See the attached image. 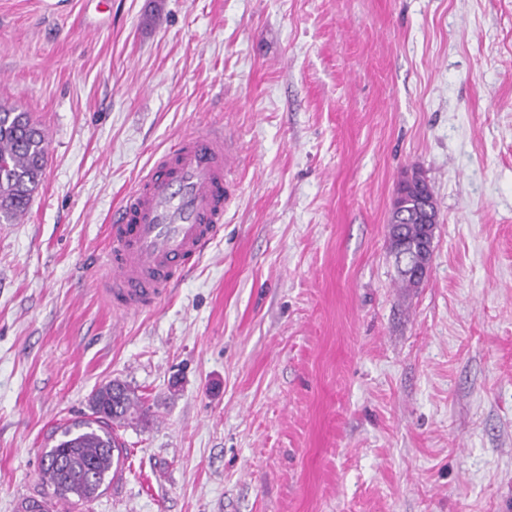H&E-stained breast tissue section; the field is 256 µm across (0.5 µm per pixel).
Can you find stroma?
<instances>
[{
  "label": "stroma",
  "instance_id": "35a3bbf8",
  "mask_svg": "<svg viewBox=\"0 0 512 512\" xmlns=\"http://www.w3.org/2000/svg\"><path fill=\"white\" fill-rule=\"evenodd\" d=\"M0 104L48 144L0 223V512L114 379L125 475L51 512H512V0H0ZM214 123L222 237L113 310L112 211ZM413 167L440 216L405 292ZM420 177L425 182L427 188H429L431 209L433 210V216L436 217L439 215L437 200L431 186L421 173ZM420 177L418 174H414L413 170L402 174L393 199L392 208L401 207L403 201L409 199L414 202L416 209L425 222L424 224H429L428 222L436 223L437 219L432 216V212L427 204L428 190L424 188V183L420 180ZM419 222L421 221H418V216L415 214L409 213L401 216L398 211L392 210L391 218L387 225L389 252L394 259L396 280L399 288H418L420 283L427 279L432 266L433 245L429 244V233L416 242L407 243L405 250L401 253V247L404 242L408 239H415L422 233L424 224H418ZM437 224L439 222L435 225ZM398 254H400L399 265ZM404 269L410 270L414 278L420 283L415 281L412 276H409Z\"/></svg>",
  "mask_w": 512,
  "mask_h": 512
}]
</instances>
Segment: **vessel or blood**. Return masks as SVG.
<instances>
[{
  "mask_svg": "<svg viewBox=\"0 0 512 512\" xmlns=\"http://www.w3.org/2000/svg\"><path fill=\"white\" fill-rule=\"evenodd\" d=\"M232 156L223 127L163 152L111 220L110 257L97 282L110 306L139 313L164 299L224 229Z\"/></svg>",
  "mask_w": 512,
  "mask_h": 512,
  "instance_id": "vessel-or-blood-1",
  "label": "vessel or blood"
}]
</instances>
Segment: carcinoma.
<instances>
[{
	"label": "carcinoma",
	"mask_w": 512,
	"mask_h": 512,
	"mask_svg": "<svg viewBox=\"0 0 512 512\" xmlns=\"http://www.w3.org/2000/svg\"><path fill=\"white\" fill-rule=\"evenodd\" d=\"M48 147L43 130L30 114L0 106V219L10 221L29 207L45 171ZM389 252L398 257L404 242L417 238L424 225L412 213H391ZM141 404L126 385L109 382L91 397L92 418L64 428L42 459L43 480L62 499L88 501L105 484L116 448L113 425L134 416Z\"/></svg>",
	"instance_id": "obj_1"
}]
</instances>
